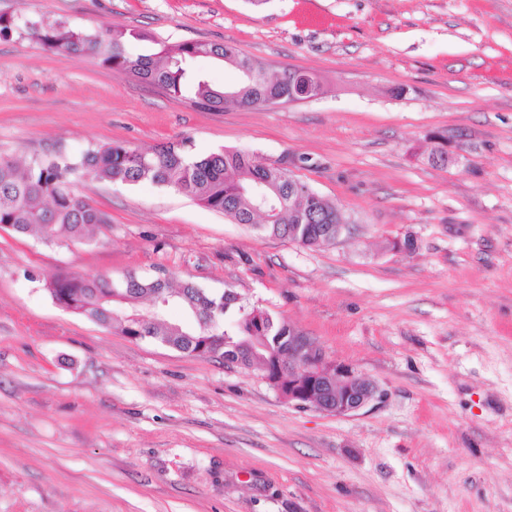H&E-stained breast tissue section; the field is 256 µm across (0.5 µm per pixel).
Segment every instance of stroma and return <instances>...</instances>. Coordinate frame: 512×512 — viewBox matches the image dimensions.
Returning a JSON list of instances; mask_svg holds the SVG:
<instances>
[{
	"label": "stroma",
	"instance_id": "obj_1",
	"mask_svg": "<svg viewBox=\"0 0 512 512\" xmlns=\"http://www.w3.org/2000/svg\"><path fill=\"white\" fill-rule=\"evenodd\" d=\"M0 15L230 43L324 87L199 110L17 34L0 38L1 155L186 138L288 169L352 226L309 249L165 187L93 181L76 185L110 218L93 239L0 230V512H512V0H0ZM59 273L232 290L380 396L342 417L295 407L258 369L56 305Z\"/></svg>",
	"mask_w": 512,
	"mask_h": 512
}]
</instances>
